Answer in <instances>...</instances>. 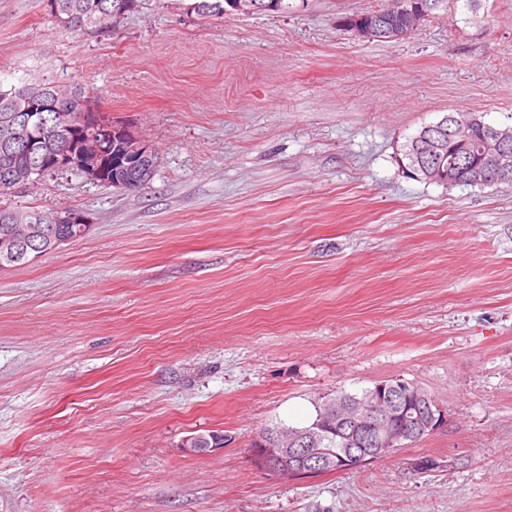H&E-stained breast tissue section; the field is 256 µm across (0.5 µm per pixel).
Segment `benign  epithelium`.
Instances as JSON below:
<instances>
[{
  "label": "benign epithelium",
  "mask_w": 512,
  "mask_h": 512,
  "mask_svg": "<svg viewBox=\"0 0 512 512\" xmlns=\"http://www.w3.org/2000/svg\"><path fill=\"white\" fill-rule=\"evenodd\" d=\"M407 0H390L388 11L411 13L413 31L428 21L432 14L426 11H409ZM98 109L92 97L82 102L78 112L63 113L64 127L78 123L83 127L96 124ZM422 139L431 143L437 133L446 132L465 157L469 152V123L456 121L449 125L428 127ZM103 153L100 142L86 139L85 148L73 149L68 143L60 145L52 156L54 168L77 169L89 181L99 176L98 159ZM469 180L482 184L502 183L512 177V129L493 128L484 136L482 160L467 167ZM48 224H15L0 238V247L10 257L24 256L34 261L33 254L21 244L41 235H49ZM327 422L290 436L272 434L257 439L253 449L257 466L275 476H307L336 460L354 465L370 457L381 459L394 448H402L410 440L426 438L446 425L443 408L427 391L400 378L380 382L367 392L345 393L336 404L327 407ZM336 425V435L343 447L334 451L335 457L316 453L311 445L320 438L319 430Z\"/></svg>",
  "instance_id": "1"
}]
</instances>
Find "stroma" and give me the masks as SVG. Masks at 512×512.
<instances>
[{"label": "stroma", "instance_id": "obj_1", "mask_svg": "<svg viewBox=\"0 0 512 512\" xmlns=\"http://www.w3.org/2000/svg\"><path fill=\"white\" fill-rule=\"evenodd\" d=\"M189 3L74 33L0 0V85H85L158 154L137 194L59 174L16 197L93 226L0 269V512H512V187L398 162L445 114L512 118V0H444L386 43L339 23L385 0ZM392 378L445 427L356 471L256 467L263 428ZM205 430L223 450L184 453Z\"/></svg>", "mask_w": 512, "mask_h": 512}]
</instances>
